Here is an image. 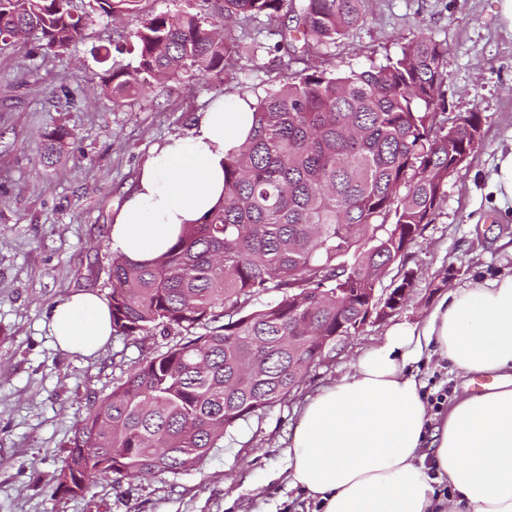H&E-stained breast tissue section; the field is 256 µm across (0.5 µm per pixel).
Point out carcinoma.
I'll return each mask as SVG.
<instances>
[{
    "label": "carcinoma",
    "mask_w": 512,
    "mask_h": 512,
    "mask_svg": "<svg viewBox=\"0 0 512 512\" xmlns=\"http://www.w3.org/2000/svg\"><path fill=\"white\" fill-rule=\"evenodd\" d=\"M140 0H0V46L31 34L48 49L81 41L101 14L136 10ZM224 23L261 16L277 27L273 46L284 83L252 106L247 138L224 161V201L152 263L112 261V335L153 326L181 335L167 350L136 361L125 379L76 426L64 473L86 492L99 477L178 475L224 446L238 422L298 390L312 368L306 337L333 336L339 320L358 321L367 289L404 262L412 226L427 225L446 198L448 177L466 147L467 123L448 132V47L422 35L384 64L336 73L295 70L324 54L364 19L366 0H222ZM200 13L159 14L113 47L135 57L112 71L108 93L140 90L148 72L168 81L188 73L236 79L231 38ZM69 136H44L50 160ZM346 289L341 308L323 293ZM275 292L277 301H254Z\"/></svg>",
    "instance_id": "carcinoma-1"
}]
</instances>
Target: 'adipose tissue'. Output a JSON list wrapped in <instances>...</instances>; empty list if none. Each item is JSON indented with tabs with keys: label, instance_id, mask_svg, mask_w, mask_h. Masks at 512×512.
Segmentation results:
<instances>
[{
	"label": "adipose tissue",
	"instance_id": "obj_1",
	"mask_svg": "<svg viewBox=\"0 0 512 512\" xmlns=\"http://www.w3.org/2000/svg\"><path fill=\"white\" fill-rule=\"evenodd\" d=\"M249 104L240 98L228 112L215 101L153 151L111 226L113 252L154 261L223 201L224 160L250 131ZM49 327L60 349L94 354L112 335L109 304L71 293ZM433 356L459 379L438 415L409 370ZM284 453L289 488L318 512H512V272L450 289L420 323L392 327L308 400Z\"/></svg>",
	"mask_w": 512,
	"mask_h": 512
}]
</instances>
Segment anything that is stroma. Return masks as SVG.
Masks as SVG:
<instances>
[{"mask_svg":"<svg viewBox=\"0 0 512 512\" xmlns=\"http://www.w3.org/2000/svg\"><path fill=\"white\" fill-rule=\"evenodd\" d=\"M187 4L140 0L135 12L97 18L84 40L64 51L43 48L35 35L21 49L0 50V512H313L305 492L288 488L284 455L309 398L380 345L393 325L420 322L450 285L512 268V213L497 209L487 192L498 152L512 148V31L501 20L500 0H367L363 23L331 47L329 66L381 63L431 36L448 46L449 118L475 111L482 123L432 224L404 268L382 282L392 288L402 270L414 272L407 300L312 368L298 391L231 429L197 467L176 476L99 478L82 495L57 490L51 476L76 424L134 361L177 338L155 328L112 337L89 356L71 354L49 334L51 308L76 290L110 296V228L153 149L186 133L214 101L230 110L239 97L265 95L283 79L276 53H249L253 40L268 39L263 21L253 20L233 27L241 48L234 81L151 78L137 94L112 101L105 79L133 68L135 59L115 53L102 64L91 47ZM56 127L71 136L49 164L43 135ZM450 267L456 276L448 284Z\"/></svg>","mask_w":512,"mask_h":512,"instance_id":"35a3bbf8","label":"stroma"}]
</instances>
